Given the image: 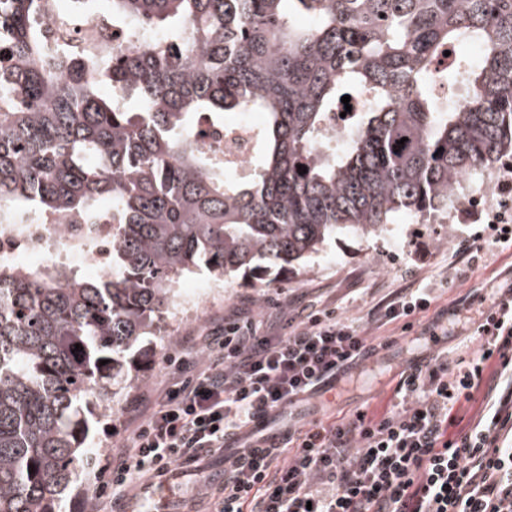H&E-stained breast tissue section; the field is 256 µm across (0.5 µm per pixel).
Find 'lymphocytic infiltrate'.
Returning a JSON list of instances; mask_svg holds the SVG:
<instances>
[{"mask_svg":"<svg viewBox=\"0 0 512 512\" xmlns=\"http://www.w3.org/2000/svg\"><path fill=\"white\" fill-rule=\"evenodd\" d=\"M433 289L403 288L370 315L375 329L427 311ZM475 349L412 358L389 408L329 424H285L258 446L256 418L333 388L376 353L359 319L331 308L262 330L228 319L205 354L168 353L167 386L128 417L95 474L91 512H116L157 473L224 454L214 512H512V284L497 288ZM470 406L471 415L457 413ZM237 450L225 455V441Z\"/></svg>","mask_w":512,"mask_h":512,"instance_id":"1","label":"lymphocytic infiltrate"}]
</instances>
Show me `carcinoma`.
Wrapping results in <instances>:
<instances>
[{
    "label": "carcinoma",
    "instance_id": "1",
    "mask_svg": "<svg viewBox=\"0 0 512 512\" xmlns=\"http://www.w3.org/2000/svg\"><path fill=\"white\" fill-rule=\"evenodd\" d=\"M111 4L112 21L166 39L79 59L47 44L44 0H0V212L114 229L106 278L0 265V512H58L91 399L131 387L127 357L178 281L292 270L338 231L379 238L400 211L448 210L459 175L512 153V0ZM464 41L480 63L444 55ZM457 82L464 105L440 92ZM345 95L360 107L336 144L324 134ZM246 111L263 121L227 178L199 120Z\"/></svg>",
    "mask_w": 512,
    "mask_h": 512
}]
</instances>
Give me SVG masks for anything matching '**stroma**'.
Wrapping results in <instances>:
<instances>
[{
	"label": "stroma",
	"mask_w": 512,
	"mask_h": 512,
	"mask_svg": "<svg viewBox=\"0 0 512 512\" xmlns=\"http://www.w3.org/2000/svg\"><path fill=\"white\" fill-rule=\"evenodd\" d=\"M485 220L454 217L452 223L421 224L415 215L398 213L384 237L364 240L348 231L338 232L335 240L307 263L306 271H282L256 288L240 280L225 281L217 289L209 307L197 318L165 322L161 334L145 338L132 352L138 378L112 405L97 408V420L84 443V464L75 487L66 491L62 512H85L92 496L94 471L113 440L127 437L126 409L144 392H152L168 379L164 363L167 351L184 346L192 356L201 354L198 336L223 326L225 319L250 313L257 319H279L298 315L314 305H327L353 317H368L370 311L393 290L413 284L425 287L440 282L451 267L465 270V279L450 281L440 290L427 312L414 315L411 336L438 334L441 347L462 354L472 347L467 330L458 325L456 311L478 316L489 304L490 290L512 281V243L490 242L482 260L471 261L462 242L486 230ZM416 271L412 281L402 278L405 267ZM368 338L379 351L360 365L353 382L337 384L335 397L315 396L292 408L291 418L301 424L326 420L331 414H351L362 406L381 411L387 407L393 388L387 380L368 379V372L387 368L400 372L413 358L405 340L383 346V332L369 331Z\"/></svg>",
	"instance_id": "35a3bbf8"
}]
</instances>
